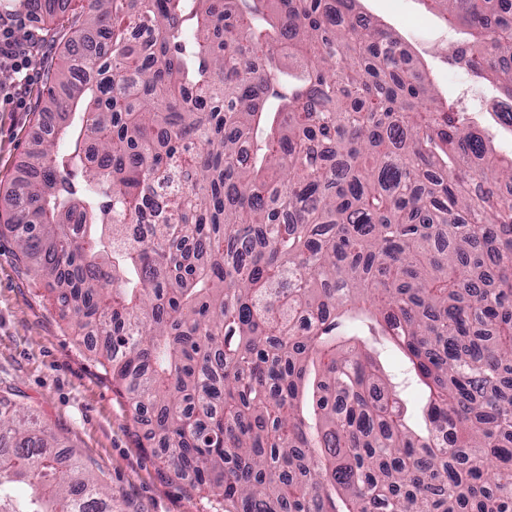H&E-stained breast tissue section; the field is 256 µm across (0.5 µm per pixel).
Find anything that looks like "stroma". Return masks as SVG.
<instances>
[{"instance_id": "35a3bbf8", "label": "stroma", "mask_w": 512, "mask_h": 512, "mask_svg": "<svg viewBox=\"0 0 512 512\" xmlns=\"http://www.w3.org/2000/svg\"><path fill=\"white\" fill-rule=\"evenodd\" d=\"M372 20L399 35L425 66L441 95L457 99L467 75L448 61L446 21L422 0H360ZM34 36L41 51L33 61L38 74L26 110L0 97V193L24 173L28 155L42 138L39 109L46 98L47 58L58 56L59 42ZM483 96L476 117L488 145L499 155H512V129L499 123L492 110L496 86L479 81ZM0 394L34 411L65 448L90 464L112 496V512H216L215 496L191 492L171 480L167 468L142 446L129 420L126 396L90 352L80 346L70 319L50 299L39 276L23 267L9 232H0Z\"/></svg>"}]
</instances>
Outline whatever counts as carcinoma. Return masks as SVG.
Returning <instances> with one entry per match:
<instances>
[{"mask_svg": "<svg viewBox=\"0 0 512 512\" xmlns=\"http://www.w3.org/2000/svg\"><path fill=\"white\" fill-rule=\"evenodd\" d=\"M358 2L70 0L4 227L224 512H512V157ZM424 2L512 100V0ZM58 448L0 399V512H112ZM379 359L380 366L385 373H391L401 378V373L404 372L406 363V356L403 352L393 345L386 346L381 352Z\"/></svg>", "mask_w": 512, "mask_h": 512, "instance_id": "1", "label": "carcinoma"}]
</instances>
